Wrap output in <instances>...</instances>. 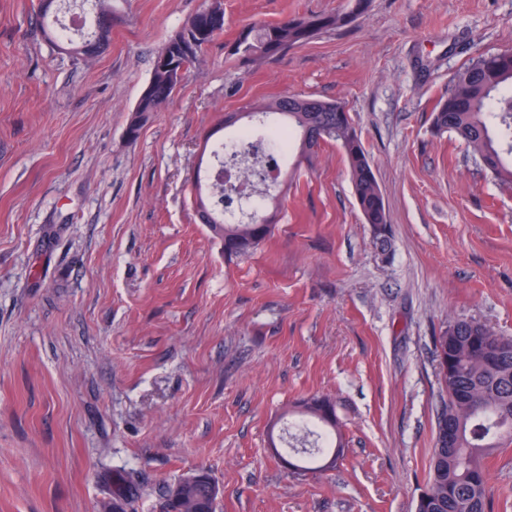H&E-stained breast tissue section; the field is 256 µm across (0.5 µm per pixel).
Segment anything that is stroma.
Instances as JSON below:
<instances>
[{"label": "stroma", "mask_w": 512, "mask_h": 512, "mask_svg": "<svg viewBox=\"0 0 512 512\" xmlns=\"http://www.w3.org/2000/svg\"><path fill=\"white\" fill-rule=\"evenodd\" d=\"M206 2L109 0V44L76 58L40 0H0V512H160L200 470L216 512H415L443 396L435 337L456 319L512 337V186L432 128L459 68L512 51V0H371L250 65L224 49L244 26L347 0H223V34L129 140L156 52ZM292 94L345 104L388 247L332 145L287 159L252 254L227 258L200 223L207 135ZM313 394L337 404L344 458L292 474L269 429ZM487 466L494 512H512V446Z\"/></svg>", "instance_id": "1"}]
</instances>
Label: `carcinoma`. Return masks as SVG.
I'll list each match as a JSON object with an SVG mask.
<instances>
[{
    "mask_svg": "<svg viewBox=\"0 0 512 512\" xmlns=\"http://www.w3.org/2000/svg\"><path fill=\"white\" fill-rule=\"evenodd\" d=\"M105 2H94L95 30L62 39L64 50L91 57L105 48L112 31ZM369 4L370 0H348L344 11L294 14L276 23L250 24L226 45L227 56L242 64L275 58L322 33L350 25ZM223 30L224 18L198 12L168 39L153 62L151 91L141 95L127 128L130 139H138L150 115L171 96L178 72H187L202 48ZM252 112L264 118L265 133L244 128L214 153L218 161L214 177L222 196L199 183L193 186L199 219L224 241V254L245 255L272 234L274 219L261 215L257 203L278 197L279 182L265 180L252 163L266 149L277 145L289 149L287 125L298 133L299 154L305 161L323 144L333 143L342 151L359 211L372 225L376 240L386 243L384 198L343 103L284 95L256 105ZM432 124L435 132L462 140L492 179L512 185V53L480 54L456 72L436 103ZM231 167L252 174L250 194L244 196L224 182V170ZM434 355L446 398L436 409L430 474L415 512H490L486 458L512 444V337L476 320L457 319L435 337ZM302 407L319 432L313 433L304 423L294 425L300 435L288 442L296 456L289 462L291 470L305 474L336 468L344 443L334 402L316 396ZM215 499V484L203 472L194 483L179 481L170 487L163 512H214Z\"/></svg>",
    "mask_w": 512,
    "mask_h": 512,
    "instance_id": "obj_1",
    "label": "carcinoma"
}]
</instances>
